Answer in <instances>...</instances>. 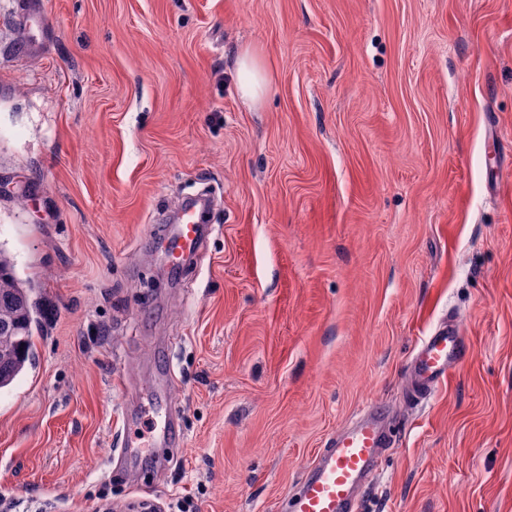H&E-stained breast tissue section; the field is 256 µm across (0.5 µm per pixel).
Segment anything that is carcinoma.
I'll return each mask as SVG.
<instances>
[{
	"mask_svg": "<svg viewBox=\"0 0 512 512\" xmlns=\"http://www.w3.org/2000/svg\"><path fill=\"white\" fill-rule=\"evenodd\" d=\"M33 288L16 274L0 250V388L11 385L33 357L37 324Z\"/></svg>",
	"mask_w": 512,
	"mask_h": 512,
	"instance_id": "cac0c4a2",
	"label": "carcinoma"
}]
</instances>
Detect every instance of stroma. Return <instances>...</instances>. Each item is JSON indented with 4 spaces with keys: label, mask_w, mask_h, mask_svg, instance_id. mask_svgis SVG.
I'll return each instance as SVG.
<instances>
[{
    "label": "stroma",
    "mask_w": 512,
    "mask_h": 512,
    "mask_svg": "<svg viewBox=\"0 0 512 512\" xmlns=\"http://www.w3.org/2000/svg\"><path fill=\"white\" fill-rule=\"evenodd\" d=\"M0 174L38 319L0 389L12 512H285L371 403L367 512H512V0H0ZM204 193L169 279L155 228ZM451 318L469 354L412 401ZM156 417L162 470L120 453ZM237 83L242 96L257 101L265 93L269 75L260 57L251 49H246L236 62Z\"/></svg>",
    "instance_id": "1"
}]
</instances>
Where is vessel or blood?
Instances as JSON below:
<instances>
[{
  "label": "vessel or blood",
  "mask_w": 512,
  "mask_h": 512,
  "mask_svg": "<svg viewBox=\"0 0 512 512\" xmlns=\"http://www.w3.org/2000/svg\"><path fill=\"white\" fill-rule=\"evenodd\" d=\"M163 246L170 268L182 269L187 258L200 252V225H172L164 234ZM466 351L456 321L439 326L417 347L412 381L425 392L435 391ZM387 417L384 407L370 404L349 426L337 431L327 448L316 454L301 485L289 497L288 512H362L359 492L378 471L388 446L384 432Z\"/></svg>",
  "instance_id": "1"
}]
</instances>
